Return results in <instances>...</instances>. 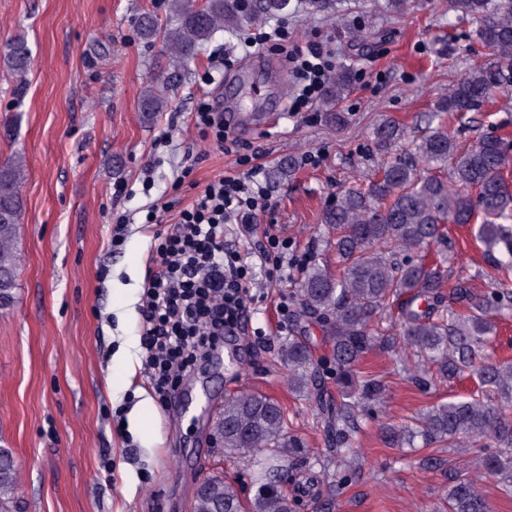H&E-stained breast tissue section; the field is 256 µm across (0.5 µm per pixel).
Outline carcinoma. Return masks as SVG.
<instances>
[{
  "mask_svg": "<svg viewBox=\"0 0 512 512\" xmlns=\"http://www.w3.org/2000/svg\"><path fill=\"white\" fill-rule=\"evenodd\" d=\"M289 5L290 0H203L195 7L190 0H172V17L164 24L149 11L140 13L137 33L162 41L168 55V73L144 87L140 110H167L189 63L218 30L286 16ZM447 7L457 17L482 18L478 38L496 61L473 65L452 85L434 105L414 152L382 164L367 184L336 194L321 219L320 240L329 259L307 264L293 295L280 356L290 389L306 397L321 421L325 458L317 470L306 464L302 443L277 401L259 393L228 398L213 433L221 448L251 453L254 494L247 499L234 481L214 475L199 483L193 512H296L288 495L290 476H302L308 493L343 471L355 473L359 416L373 411L385 392L381 377L358 366L377 348L394 356L422 387L466 372L479 380L477 394L437 403L400 424L379 425L389 448L466 444L473 458L448 461L453 475L440 512H492L480 476L495 479L500 493L512 496V362L490 352L496 319L512 309V185L504 175L512 157L504 137L484 134L466 145L448 128L452 119L471 122L468 114L485 110L495 93L512 91V0H447ZM28 66L29 51L18 42L8 67L20 85ZM356 78L351 64L336 70L321 102L328 122L346 121L338 105ZM402 134L394 120L373 131L381 151ZM21 184L19 160L0 165V310L6 308L3 299H16ZM449 224L476 225L475 238L495 270L485 291H473L461 276L451 283L444 267L411 255L446 241ZM393 309L395 320L382 325L377 317ZM304 323L331 337L336 400L328 398L310 343L297 335ZM408 347L420 357L412 369L401 356ZM18 483L12 452L0 448V512H14Z\"/></svg>",
  "mask_w": 512,
  "mask_h": 512,
  "instance_id": "obj_1",
  "label": "carcinoma"
}]
</instances>
